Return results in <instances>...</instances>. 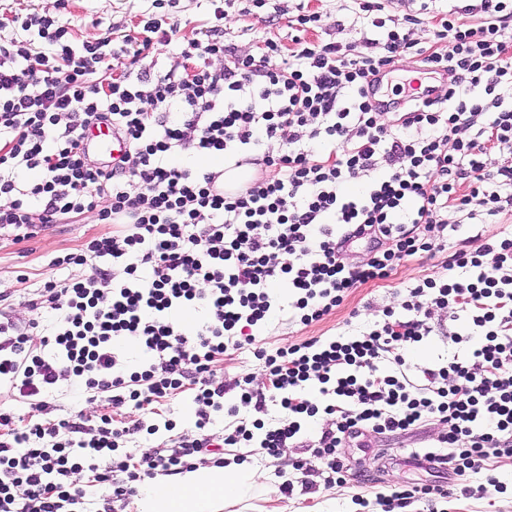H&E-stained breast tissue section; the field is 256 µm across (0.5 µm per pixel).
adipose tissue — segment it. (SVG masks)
<instances>
[{
    "label": "adipose tissue",
    "instance_id": "1",
    "mask_svg": "<svg viewBox=\"0 0 512 512\" xmlns=\"http://www.w3.org/2000/svg\"><path fill=\"white\" fill-rule=\"evenodd\" d=\"M255 482L251 470L201 466L176 480L148 482L136 502L137 512H219L224 503L242 500Z\"/></svg>",
    "mask_w": 512,
    "mask_h": 512
}]
</instances>
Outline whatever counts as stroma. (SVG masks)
Masks as SVG:
<instances>
[{"label":"stroma","mask_w":512,"mask_h":512,"mask_svg":"<svg viewBox=\"0 0 512 512\" xmlns=\"http://www.w3.org/2000/svg\"><path fill=\"white\" fill-rule=\"evenodd\" d=\"M219 9L225 12L220 20L215 17ZM30 13L62 16L69 26L70 39L76 44L88 37L108 36L116 44L127 38L139 39L149 18H164L167 24L177 25L178 33L170 44L155 47L151 58L158 72L167 70L198 32L219 21L224 24L227 42L234 44L239 54L261 56L263 43L269 38L279 40L284 48L293 46L287 17L275 14L272 5L248 8L242 0H0V38L13 37L17 19ZM112 230V225L86 214L66 218L19 242L8 235L0 236V292L8 295L7 300L0 302V315L18 322L34 318L45 325L52 321L49 310L31 308L45 280L78 278L85 272L81 266L56 268L54 259L78 251L91 238L111 235ZM477 230L474 224L461 225L458 231L449 233L444 249L402 261L388 280L350 289L342 305L321 321L305 326L289 320L287 314H275L256 345L228 347L214 367V380L249 376L254 378L256 387L268 389L265 363L255 355V348L273 355L281 348L311 338L326 340L368 329L381 320L383 309L399 306L408 286L426 277L445 274L449 254ZM430 324V334L409 358L413 370L441 363L452 347L453 334L463 330L461 322L450 320L446 311L439 309ZM0 406L10 409L19 426L48 423L79 410L90 416L98 412L97 405L87 403L85 396L69 383L58 385L43 407L19 398L8 384L0 383ZM195 410L194 392L187 388L157 406L156 421L161 428L156 434L138 439L133 458H140L147 450L163 455L174 453L183 434L194 426ZM167 421L173 423V430H163ZM438 431L437 422L429 421L415 431L365 432L340 449L351 469L348 483L327 486L322 475L312 474L306 481L297 474L293 477V493L288 497L278 489L277 473L285 463L302 459V449L289 448L284 460L268 456L258 448L225 449V464H247L258 473L259 480L252 496L222 508L221 512H381L376 497L389 494L391 488L416 483L449 485L447 470L407 464L412 450L434 445ZM491 476L502 482L501 491L483 498L470 497L462 494L460 486L450 485L447 498L430 503L415 501L398 512H512V459L500 460L489 473L470 478L469 484L478 487ZM359 495L364 498L360 505L355 502Z\"/></svg>","instance_id":"1"}]
</instances>
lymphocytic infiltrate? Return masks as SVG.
Returning a JSON list of instances; mask_svg holds the SVG:
<instances>
[{
	"instance_id": "f902f5d3",
	"label": "lymphocytic infiltrate",
	"mask_w": 512,
	"mask_h": 512,
	"mask_svg": "<svg viewBox=\"0 0 512 512\" xmlns=\"http://www.w3.org/2000/svg\"><path fill=\"white\" fill-rule=\"evenodd\" d=\"M381 0H359L354 42L310 41L322 16L297 6L288 18L291 52L266 41L260 57L238 56L223 25L192 39L181 61L150 74L142 64L172 34L148 25L136 44L89 38L74 47L61 17L30 14L18 37L0 40V231L25 239L67 214L115 225L55 266L90 267L87 277L45 281L40 301L58 311L33 353L29 336L0 320V381L23 398H41L74 381L104 414L36 423L19 430L0 410V512H112L155 470L180 474V456L143 453L99 467L120 440L156 426L117 427L111 409L165 401L185 381L198 386L190 453L210 447L208 430L227 414L224 444L258 442L268 455L301 439L318 415L328 426L307 445L325 483H342L338 453L364 430L410 431L427 421L441 430L426 460L445 461L457 481L512 458V236L479 233L448 258V272L407 288L399 310L363 335L317 338L265 360L286 419L273 427L238 420L239 406L267 409L249 377L213 382L227 341L254 344L252 327L274 308L303 325L321 321L359 285L387 280L400 261L442 248L468 218L512 215V0H479L449 10L430 47L412 31L388 26ZM452 79L444 96L398 101L396 123L383 122L367 95L371 77L403 56ZM220 69H213V60ZM119 77H112V70ZM125 144L119 159L97 165L84 145L91 125ZM497 148L503 161L488 172ZM261 153L265 167L243 194L214 188L215 171L185 155L225 159ZM368 179L364 193L345 184ZM369 242L363 264L344 261L347 245ZM122 264V273L111 264ZM288 291L275 295L274 280ZM204 315L184 329L173 315ZM464 320L455 335L465 355L415 378L410 352L427 336L434 309ZM132 343L148 363L127 372L116 346ZM237 391L238 405L224 396ZM87 474L85 485L75 475Z\"/></svg>"
}]
</instances>
